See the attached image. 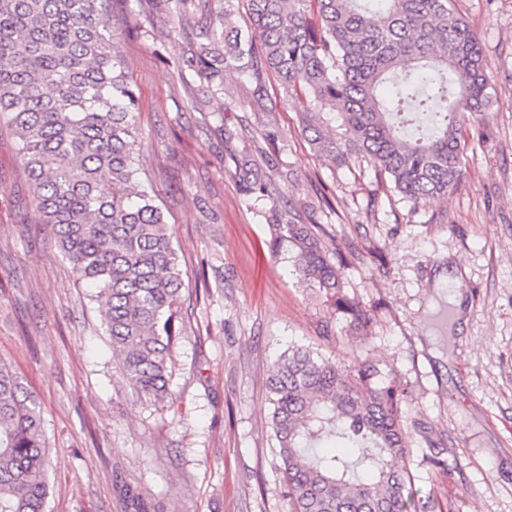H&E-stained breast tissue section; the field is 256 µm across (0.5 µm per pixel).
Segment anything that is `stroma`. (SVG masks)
I'll list each match as a JSON object with an SVG mask.
<instances>
[{"instance_id": "stroma-1", "label": "stroma", "mask_w": 512, "mask_h": 512, "mask_svg": "<svg viewBox=\"0 0 512 512\" xmlns=\"http://www.w3.org/2000/svg\"><path fill=\"white\" fill-rule=\"evenodd\" d=\"M489 62L491 103L459 116L465 176L412 204L370 165L315 154L298 100L267 75L268 110H230L173 68L190 30L156 0H116V47L129 65L147 174L174 231L185 286L172 402L152 405L120 377L92 290L76 281L31 204L15 139L0 127V363L41 407L51 470L47 512H290L272 438L271 365L303 345L393 386L417 512H512V0H454ZM197 108L184 110L187 89ZM224 121H217V114ZM209 124H202V115ZM244 125L232 144L225 124ZM275 148L263 152L264 132ZM317 225L344 255L339 297L273 251L266 200L240 190L233 155ZM461 296L458 326L431 316ZM345 298L370 316L355 325ZM439 464H432V457Z\"/></svg>"}]
</instances>
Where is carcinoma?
<instances>
[{
  "label": "carcinoma",
  "instance_id": "carcinoma-1",
  "mask_svg": "<svg viewBox=\"0 0 512 512\" xmlns=\"http://www.w3.org/2000/svg\"><path fill=\"white\" fill-rule=\"evenodd\" d=\"M198 29L185 60L214 95L231 73L252 83L241 106H265L264 75L309 98L299 124L334 165L359 156L415 205L463 177L456 116L490 99L488 62L453 0H160ZM244 4L246 25L238 22ZM136 99L112 30V0H0V123L17 139L32 202L79 281L96 289L126 383L155 404L170 396L183 287L173 233L140 158ZM344 132L336 135V117ZM244 195L280 196L249 154L234 155ZM271 242L334 295L339 270L293 208L265 212ZM371 373L296 346L269 377L272 432L292 512H416L395 389ZM42 415L0 365V512H46ZM341 439L353 462L318 445Z\"/></svg>",
  "mask_w": 512,
  "mask_h": 512
}]
</instances>
